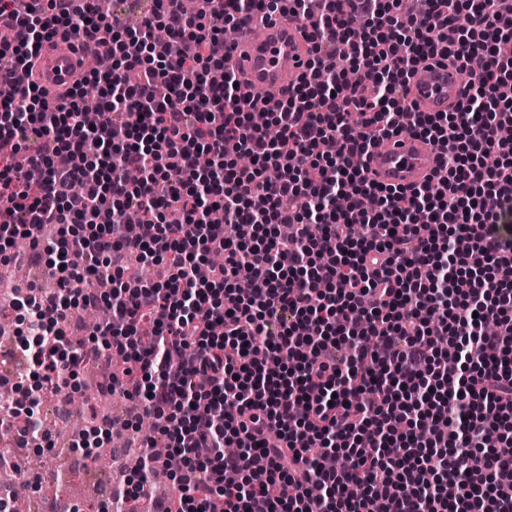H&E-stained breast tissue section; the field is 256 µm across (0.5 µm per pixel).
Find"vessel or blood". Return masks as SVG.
I'll return each instance as SVG.
<instances>
[{"mask_svg": "<svg viewBox=\"0 0 512 512\" xmlns=\"http://www.w3.org/2000/svg\"><path fill=\"white\" fill-rule=\"evenodd\" d=\"M309 35L305 22L289 16L275 17L257 32L251 26L242 27L237 39L224 46L225 57L239 74L240 100L261 109L286 97L309 59ZM80 56L77 40L55 36L44 43L21 78L50 95L66 93L85 73L78 65ZM409 88L421 111L445 112L461 100L463 84L454 69L432 62L418 67ZM437 155L433 144L403 133L378 141L366 164L375 182L408 188L426 181L437 165Z\"/></svg>", "mask_w": 512, "mask_h": 512, "instance_id": "b4317fda", "label": "vessel or blood"}]
</instances>
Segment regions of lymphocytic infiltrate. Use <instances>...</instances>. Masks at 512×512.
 I'll return each instance as SVG.
<instances>
[{"mask_svg": "<svg viewBox=\"0 0 512 512\" xmlns=\"http://www.w3.org/2000/svg\"><path fill=\"white\" fill-rule=\"evenodd\" d=\"M152 0V26H117L96 0H0V263L23 239L60 286L7 305L21 338L8 372L9 439L30 446L43 399L102 356L153 421L181 496L154 512H512V0ZM290 13L314 30L306 72L253 123L214 45L222 26ZM87 36L110 55L48 103L17 82L44 42ZM442 57L466 73L456 111H419L410 74ZM484 68L470 69L473 59ZM433 142L415 188L376 184L373 143ZM341 149L325 154V139ZM43 177L31 185L21 153ZM180 182H171L170 171ZM137 207L151 237L123 223ZM179 212L182 223L166 216ZM293 227L282 240L279 225ZM56 235L43 242L42 231ZM224 263L194 275L199 256ZM168 262L146 283L129 258ZM111 308L89 341L73 311ZM121 512H141L161 457L145 440Z\"/></svg>", "mask_w": 512, "mask_h": 512, "instance_id": "f902f5d3", "label": "lymphocytic infiltrate"}]
</instances>
